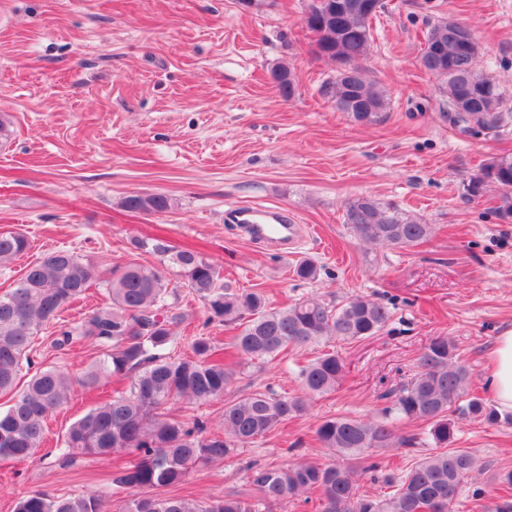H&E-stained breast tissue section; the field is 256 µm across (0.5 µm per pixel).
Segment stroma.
Here are the masks:
<instances>
[{
  "mask_svg": "<svg viewBox=\"0 0 512 512\" xmlns=\"http://www.w3.org/2000/svg\"><path fill=\"white\" fill-rule=\"evenodd\" d=\"M308 0H0V113L11 136L0 143V231L20 229L30 251L0 268V294L26 265L66 249L105 272L130 259L136 238L193 246L221 266L224 286L265 295L281 307L306 296L382 298L393 312L377 336L342 344L347 373L308 412L233 456L193 469L180 491L197 498L253 492L247 462L334 460L316 441L329 416L377 417L385 393L407 380L436 336L449 337L470 366L471 389L490 397L488 354L512 328V222L499 220L498 192L468 197L481 165L512 154V128L495 137L461 132L445 117L440 81L419 64L428 23L451 18L471 26L481 66L512 100V0H385L373 21L374 41L359 68L386 94L379 122L359 125L319 87L335 77L318 58L303 24ZM291 69L297 91L284 100L269 78ZM164 194V214L126 210L133 194ZM357 195L389 202L434 227L412 248H365L344 224ZM242 205L279 206L304 230L293 252L275 253L225 218ZM319 268L316 281L293 276L301 259ZM176 288L185 315L172 350L191 337L224 338L203 303ZM55 326L38 334L36 363L82 372L99 360L90 343L54 351ZM314 349L289 352L238 379L235 398L255 390H300L298 370ZM75 397L46 423L33 462L0 461V512H14L23 491H89L111 476L112 459L67 458L59 450L69 425L101 401ZM454 447L481 465L458 496L457 512H492L501 494L494 477L512 470V423L462 420ZM482 487L483 498L472 496Z\"/></svg>",
  "mask_w": 512,
  "mask_h": 512,
  "instance_id": "35a3bbf8",
  "label": "stroma"
}]
</instances>
